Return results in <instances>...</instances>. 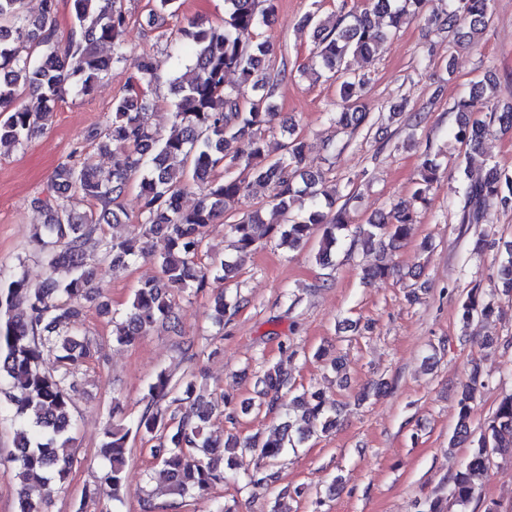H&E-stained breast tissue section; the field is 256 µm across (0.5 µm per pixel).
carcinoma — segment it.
Returning a JSON list of instances; mask_svg holds the SVG:
<instances>
[{
	"instance_id": "cac0c4a2",
	"label": "carcinoma",
	"mask_w": 512,
	"mask_h": 512,
	"mask_svg": "<svg viewBox=\"0 0 512 512\" xmlns=\"http://www.w3.org/2000/svg\"><path fill=\"white\" fill-rule=\"evenodd\" d=\"M75 30L65 46L56 36L57 0H42L40 16L29 17L24 0H0V141L22 144L45 126L71 87L87 95L99 78L112 67L128 62L123 40L127 15L118 0H70ZM432 0H370L357 11L347 3L323 15L318 0L300 24L314 32L315 49L306 66L299 69L336 85L333 121L354 134L372 130L391 114L375 112L362 98L368 73L351 66V59L373 61L378 46L414 18L448 33V48L469 45L483 33L492 16L493 0H448V8H429ZM181 0H154L150 20L157 29L179 15ZM275 12V0H224V25L205 27L189 22L185 35L194 50L184 56L175 45L169 54L174 67L186 66L189 79L169 78L174 95L172 131L164 136L144 119L150 103L149 92L159 76L148 58L133 62L135 74L125 92L112 103V120L88 135L96 149L105 152L115 146L112 170L103 177L91 162L59 164L51 177L45 198L38 200L46 212L32 242L36 252L51 268L65 267L66 282L52 279L34 287L24 271L0 277V416L15 427L12 461L20 481L18 512H42L41 504L68 480L73 460L60 454L72 441L70 391L75 373L92 356V340L79 332L84 309L96 302L101 292L93 286L97 267L85 251L86 241L98 236L102 259L114 270L130 267L148 254L147 241L155 235L167 240V250L158 259L160 276L134 290L123 319L113 325L112 336L129 344L149 333L156 325L178 331L173 297L190 288L201 290L209 280L223 281L229 265L204 264L201 249L205 228L224 215L226 201L256 188L273 192L275 208L288 213L295 198L310 200L307 212L288 217L286 224H267L255 212L229 225L238 253L257 249L269 232L279 234L281 244L292 248L306 243L314 231L323 228L319 261L331 257L332 249L351 239V244L381 248L379 263L368 270L370 277L386 278L394 273L393 252L417 220V204L439 179L441 164L427 153L423 156L419 180L410 196L395 203L385 215L375 214L365 224L352 225L354 191L337 204L336 194L323 188V176L306 164V144L293 128L281 144L282 153L271 156L264 135L274 113L271 98L276 83L286 71L271 74L266 60L270 44L257 39V29ZM112 45L103 55L98 46ZM233 72L237 82L226 81ZM251 96L244 97V89ZM37 95L33 107L18 105L19 91ZM497 85L476 84L469 96L453 109L461 118L450 131L451 138L465 148L479 146L490 127L497 123L512 129V107H500ZM140 175V221L130 238L102 232V225L119 222V200L127 192L132 176ZM461 193L455 205L462 224H490L495 208L512 207V174L497 164L475 177L469 168L458 170ZM200 189L196 206L185 211L179 199L189 184ZM501 260L496 277L512 289V243ZM243 299L229 301L224 291L213 299L215 320L236 311ZM23 304L27 314L18 318L14 309ZM498 312L494 291L474 286L460 306L461 320L490 318ZM263 404L252 403L236 409L221 397L229 411L218 410L214 401L196 393V375L189 373L175 381L161 371L149 384L147 403L140 415L129 422L119 420L107 431L103 447L104 472L100 485L112 501L122 502L125 467L132 451L130 438L143 436L153 442L150 453L158 474L170 494L185 498L206 492L224 481V473L236 465L235 450L256 448L260 459L248 475V484L262 487L276 479L269 469L295 447L293 435L302 441L316 430L336 424V409L326 405L318 391L305 390L295 397L297 415L286 417L262 441L240 439L228 434L224 442L207 435L211 418L224 415L229 423L252 407L274 411L278 392L290 385L287 375L276 367L259 378ZM483 383L480 366L473 365L469 383L458 397V419L449 446L467 443L471 452L451 477L449 494L455 504L466 508L477 495L476 478L484 473L495 455H512V395L501 400L492 419L479 437L469 426L470 403L475 387ZM186 404L190 412L177 415L175 404Z\"/></svg>"
}]
</instances>
